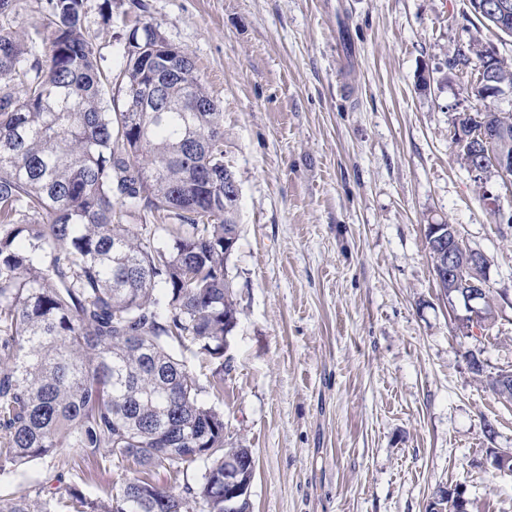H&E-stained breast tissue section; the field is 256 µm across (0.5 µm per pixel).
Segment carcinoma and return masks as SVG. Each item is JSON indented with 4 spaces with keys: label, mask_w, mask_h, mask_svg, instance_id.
Segmentation results:
<instances>
[{
    "label": "carcinoma",
    "mask_w": 512,
    "mask_h": 512,
    "mask_svg": "<svg viewBox=\"0 0 512 512\" xmlns=\"http://www.w3.org/2000/svg\"><path fill=\"white\" fill-rule=\"evenodd\" d=\"M48 63L0 25V475L48 460L71 480L0 493V512H224V336L238 323L224 236V113L185 51L134 29L118 69L83 25L86 0H47ZM512 112H460L452 144ZM145 211L157 221L126 224ZM172 223H167V220ZM498 398L495 374L475 366ZM208 370L200 381L194 366ZM136 469L88 491L89 465ZM201 464L158 485L149 466ZM458 488L429 512H467Z\"/></svg>",
    "instance_id": "1"
}]
</instances>
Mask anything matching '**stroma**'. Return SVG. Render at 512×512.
Returning <instances> with one entry per match:
<instances>
[{"mask_svg": "<svg viewBox=\"0 0 512 512\" xmlns=\"http://www.w3.org/2000/svg\"><path fill=\"white\" fill-rule=\"evenodd\" d=\"M45 14L19 0L0 23L41 49ZM137 20L190 54L224 112L240 226L224 443L253 451L252 512H427L441 487L512 512L489 455L512 451V402L465 358L512 369V182L476 178L450 140L483 107L480 61L457 51L475 37L512 59V38L469 0H87L104 65ZM430 224L484 253L494 324L459 329Z\"/></svg>", "mask_w": 512, "mask_h": 512, "instance_id": "1", "label": "stroma"}]
</instances>
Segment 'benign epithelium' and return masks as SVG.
Wrapping results in <instances>:
<instances>
[{
	"mask_svg": "<svg viewBox=\"0 0 512 512\" xmlns=\"http://www.w3.org/2000/svg\"><path fill=\"white\" fill-rule=\"evenodd\" d=\"M478 11L486 17L497 21L512 13V0H483L477 5ZM501 57L495 50L485 53L480 74L472 89L480 92L486 98H496L507 93V88L496 79V69ZM503 141L496 132L482 134L470 139L469 159L470 170L478 175L485 172L487 164H492L503 176L512 173V153L497 147ZM439 232L435 236L434 245L438 257V278L448 280V287L457 289L449 299L453 309L461 311L457 315L460 328L467 329L473 324L486 321L489 317L490 305L487 296V282L483 276L487 261L485 255L478 251L468 252L470 269L465 270L456 264L455 244L460 242L455 226L435 225ZM246 458L224 457V507L232 510L239 509V498L250 496L253 475L245 466Z\"/></svg>",
	"mask_w": 512,
	"mask_h": 512,
	"instance_id": "obj_1",
	"label": "benign epithelium"
}]
</instances>
